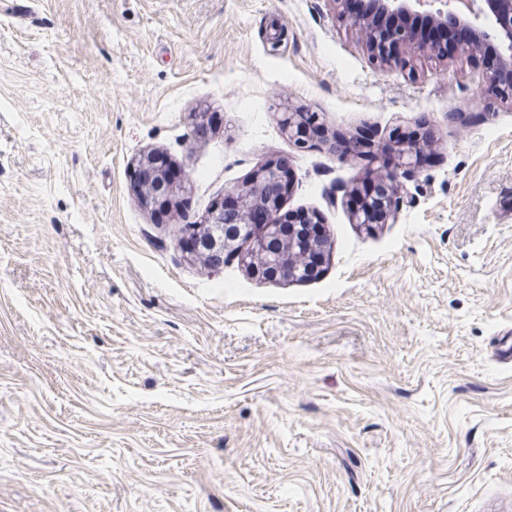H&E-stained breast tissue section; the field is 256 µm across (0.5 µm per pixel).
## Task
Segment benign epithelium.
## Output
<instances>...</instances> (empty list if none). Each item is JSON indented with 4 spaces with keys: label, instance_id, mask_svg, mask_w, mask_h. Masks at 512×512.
<instances>
[{
    "label": "benign epithelium",
    "instance_id": "obj_1",
    "mask_svg": "<svg viewBox=\"0 0 512 512\" xmlns=\"http://www.w3.org/2000/svg\"><path fill=\"white\" fill-rule=\"evenodd\" d=\"M336 10L360 35L376 62L402 71L409 63L410 52L425 51L420 28L403 25L392 27L377 38L368 18L345 9L346 0H332ZM435 0H366L368 14L381 19L403 18L426 22L431 26L455 27L468 32L469 39L454 48V54L466 55L488 45L495 51L497 66L489 71L488 83L493 93L506 99L512 96V0H443L445 8L430 10ZM316 116L301 112L284 119L289 139L305 148L309 129ZM372 145L371 136L361 132L344 143L341 156H362ZM134 188L139 204L156 212L171 209L183 193L187 175L177 174L163 162L161 155L147 152L133 166ZM381 192L370 208L378 212L377 223L396 218L401 200L391 190L396 174L379 178ZM286 173L280 163L267 161L250 177L228 188L200 222L197 232L187 233L182 246L193 262L206 263L213 256L237 258L239 244L250 246L248 271L265 280L306 279L319 272L329 249L325 236L313 234L311 225L318 217L309 212H282L283 195L276 190L285 185Z\"/></svg>",
    "mask_w": 512,
    "mask_h": 512
}]
</instances>
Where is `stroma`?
Segmentation results:
<instances>
[{
    "mask_svg": "<svg viewBox=\"0 0 512 512\" xmlns=\"http://www.w3.org/2000/svg\"><path fill=\"white\" fill-rule=\"evenodd\" d=\"M288 112L319 114L313 148ZM152 150L188 176L160 219ZM269 158L321 273L188 260L185 225ZM389 169L397 220L357 223ZM511 337L512 104L478 59L381 68L332 0L0 12V512H512ZM314 114L305 115L301 112L288 115L284 119V132L299 148H306L310 139L309 129L315 123ZM161 155L148 151L133 166L134 188L139 204L148 211L159 208L171 209L185 189L188 180L185 173L178 175L163 162Z\"/></svg>",
    "mask_w": 512,
    "mask_h": 512,
    "instance_id": "1",
    "label": "stroma"
}]
</instances>
